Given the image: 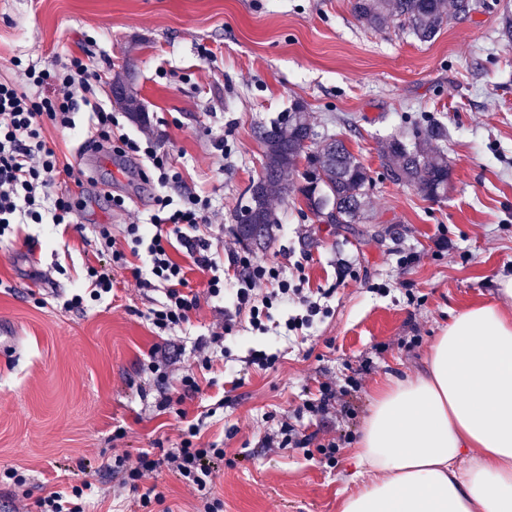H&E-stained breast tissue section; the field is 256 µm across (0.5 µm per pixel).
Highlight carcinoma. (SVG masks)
Instances as JSON below:
<instances>
[{
  "mask_svg": "<svg viewBox=\"0 0 512 512\" xmlns=\"http://www.w3.org/2000/svg\"><path fill=\"white\" fill-rule=\"evenodd\" d=\"M354 17L366 26L385 29L397 26L423 43L432 41L448 23V17L462 14V0H352ZM123 96L115 103L134 122H142L137 94L115 80ZM291 119L275 120L259 132L263 144L262 174L254 182L251 203L256 209L255 223L235 226L238 241L245 245L254 237L267 245L273 240V228L280 217L272 206L275 196L302 194L309 202L329 201L337 224H361L365 219L370 178L363 163L351 153L343 141L324 139L317 143L309 168L299 170L306 158L305 138L314 133L304 104L288 108ZM448 139V130L430 123L416 126L408 139H389L382 154V164L392 181L414 187L419 194L433 200L448 193V160L441 154L429 156L421 145Z\"/></svg>",
  "mask_w": 512,
  "mask_h": 512,
  "instance_id": "cac0c4a2",
  "label": "carcinoma"
}]
</instances>
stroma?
I'll return each mask as SVG.
<instances>
[{
  "label": "stroma",
  "mask_w": 512,
  "mask_h": 512,
  "mask_svg": "<svg viewBox=\"0 0 512 512\" xmlns=\"http://www.w3.org/2000/svg\"><path fill=\"white\" fill-rule=\"evenodd\" d=\"M508 10L512 0H481L422 43L368 28L350 0H0V76L71 57L105 71L94 102L116 116L117 133L151 137L169 153L183 190L210 199L224 226L214 247L236 243L235 215L262 170L259 126L293 102L305 105L318 133L344 139L371 177L369 223L322 224L297 197L278 198L274 240L251 251L288 275L303 266L308 288L332 289L330 315L305 336L286 330L297 309L280 304L266 330L236 324L223 361L203 369L195 343L223 322L218 309L231 305L229 292L202 301L174 334L181 354L170 389L194 372L201 390L182 407L207 415L200 445L218 444L236 461L213 480L223 512H341L356 488L350 448L330 464L300 449L265 450L264 437L285 419L322 441L340 427L359 434L377 379L423 369L450 314L497 300L499 278L512 274V47L501 36ZM119 75L145 123L116 108ZM429 122L448 129V193L437 200L392 183L381 165L391 135ZM143 170L113 157L93 169L86 206L68 226L28 224L0 243V325L15 333L0 352V471L25 478L20 487L0 482V512H38L49 492L85 480L94 490L85 512H133L138 491L119 487L106 462L156 455L178 440L176 414L159 410L162 393L147 369L156 341L148 314L163 289L138 287L131 270L117 268L112 296L84 311L61 301L99 263L94 225L142 222L153 212L161 188ZM114 195L125 210H113ZM413 336L419 346L404 348ZM257 350L276 355L275 366L249 365ZM352 377L362 383L353 419L302 412L321 383L341 387ZM153 482L164 497L154 512H199L197 492L171 473Z\"/></svg>",
  "instance_id": "35a3bbf8"
}]
</instances>
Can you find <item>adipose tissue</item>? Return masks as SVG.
<instances>
[{
	"mask_svg": "<svg viewBox=\"0 0 512 512\" xmlns=\"http://www.w3.org/2000/svg\"><path fill=\"white\" fill-rule=\"evenodd\" d=\"M453 312L425 371L381 379L341 512H512V277Z\"/></svg>",
	"mask_w": 512,
	"mask_h": 512,
	"instance_id": "obj_1",
	"label": "adipose tissue"
}]
</instances>
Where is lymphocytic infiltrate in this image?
Instances as JSON below:
<instances>
[{
	"label": "lymphocytic infiltrate",
	"instance_id": "obj_1",
	"mask_svg": "<svg viewBox=\"0 0 512 512\" xmlns=\"http://www.w3.org/2000/svg\"><path fill=\"white\" fill-rule=\"evenodd\" d=\"M102 81V72L78 57L55 70L26 67L19 81L0 79V241L15 235L21 224L69 223L75 203L71 194L56 192L55 186L60 174H72L73 169L61 167L44 131L49 126L62 133L75 130L76 111L83 105L92 106L91 98ZM92 108L90 141L101 148L116 139L112 136L116 121L111 112ZM116 140L121 143V155L146 161L159 185L178 183L179 176L167 155L158 152L153 141L125 135ZM155 203L157 211L149 224H127L118 232L111 225L100 224L94 231L96 251L108 259L110 266L126 267L129 255L147 251L149 275L139 284L165 291L164 302L151 312V324L159 338L150 351L151 373L164 376L171 359L170 336L189 323L202 299L223 296L224 267L228 264L239 273L235 300L231 308L225 309L221 328L199 340L198 348L204 354L223 353L226 336L236 323L245 321L253 329L264 330L270 309L281 302L290 301L300 308L299 314L286 322L291 332L310 328L315 318L329 314V307L314 300L311 290L284 277L279 263L256 262L244 250L224 252L213 248L208 230L215 211L198 194L177 198L164 194L157 196ZM176 244L184 248L186 263L172 258L170 250ZM195 271L205 277L199 293L189 288L188 275ZM358 390L359 382L353 378L342 389L321 383L319 397L306 400L303 409L320 417L335 409L354 416ZM177 417L182 426L176 446L164 450L158 459L146 452L134 460L126 455L116 457L112 475L120 485L139 489L153 473L167 469L200 493L203 512H220L222 502L211 492L213 479L221 467L233 466L234 461L217 446L194 445L199 423L189 420L183 410Z\"/></svg>",
	"mask_w": 512,
	"mask_h": 512
}]
</instances>
